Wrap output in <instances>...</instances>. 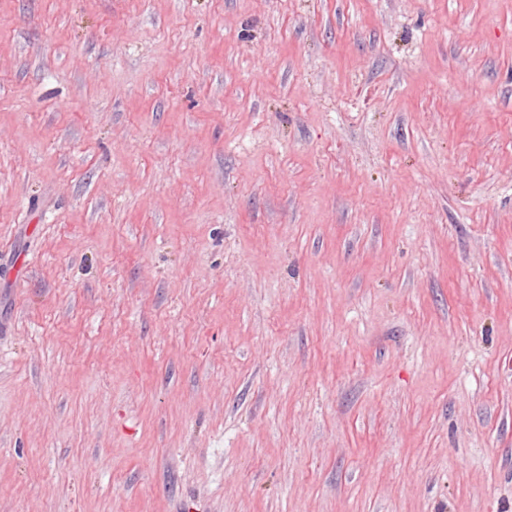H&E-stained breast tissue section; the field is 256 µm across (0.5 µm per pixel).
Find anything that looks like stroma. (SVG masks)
Instances as JSON below:
<instances>
[{"instance_id":"stroma-1","label":"stroma","mask_w":512,"mask_h":512,"mask_svg":"<svg viewBox=\"0 0 512 512\" xmlns=\"http://www.w3.org/2000/svg\"><path fill=\"white\" fill-rule=\"evenodd\" d=\"M0 512H512V0H0Z\"/></svg>"}]
</instances>
